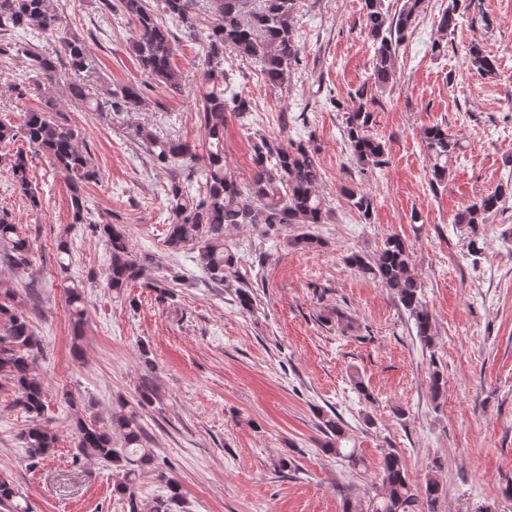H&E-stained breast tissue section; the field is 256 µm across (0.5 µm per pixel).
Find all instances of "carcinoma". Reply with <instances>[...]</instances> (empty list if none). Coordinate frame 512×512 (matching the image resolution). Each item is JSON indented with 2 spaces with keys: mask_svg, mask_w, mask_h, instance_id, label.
<instances>
[{
  "mask_svg": "<svg viewBox=\"0 0 512 512\" xmlns=\"http://www.w3.org/2000/svg\"><path fill=\"white\" fill-rule=\"evenodd\" d=\"M201 0H99L101 17L109 19L121 12L135 22L131 47L140 69L170 92L182 93V76L173 65L176 33L196 34ZM215 20L205 33V59L201 106L198 115L206 137V153L174 139L161 138L146 126L136 128L141 145L154 164L165 170L177 166L199 168L205 178L206 192L196 199L188 196L180 182L174 180L168 189L169 224L165 238L172 251L189 249L202 274L215 284L224 283L227 273L237 262L236 253L225 239L231 226L325 224L329 217L325 199L320 193L321 170L315 149L309 142L277 141L265 136L252 142V175L242 183L228 169L224 157L226 114L242 117L250 111V101L239 92L226 94L228 73L224 69V50L231 48L241 57L261 64L265 79L272 85L284 82L290 68L299 63L301 48L293 25L298 0H209ZM394 14L385 8V0H363L367 37L374 49L371 86H361L357 105L347 109L343 130L350 156L365 169L387 164L383 142L370 134L374 96L368 88H382L394 76V63L400 47L412 32L423 0H401ZM464 0H451L437 20V30L445 37L454 33L463 18ZM62 15L50 0H0V59L22 55L28 59L30 75L12 84L10 89L22 96L33 87L43 92L45 107L29 111L16 127L0 121V143L24 139L29 146L45 152L56 170L69 183L73 223L85 224L91 208L82 186L95 182L99 170L91 155L83 148L81 131L59 121L54 115L52 90L59 77L68 76L71 103L85 112H135L143 102V90L135 82L112 85L96 77L90 49L85 39L62 34ZM46 39L59 43L49 50L34 41ZM469 61L477 71L493 75L498 59L480 45L467 49ZM431 183H440L448 174V163L460 139L442 125L424 131ZM15 191L29 205L40 204L29 176L28 159L19 150L10 159ZM352 206L369 220L373 198L347 186L341 188ZM512 197V182L501 184L459 210L455 223L467 227L468 252L481 253L482 226L489 218L504 210ZM90 230L105 242L110 262L106 287L122 295L144 274L148 258L136 254L129 236L115 224H91ZM297 250L321 247V240L303 233L288 241ZM28 238L7 214H0V264L16 269L30 264ZM346 262L364 276L389 290L396 301L414 320L416 336L425 347L432 345V319L422 301V283L412 264L408 244L398 235L386 238L375 256L355 252ZM67 303L72 326V354L83 355L81 344L85 322L84 286L74 283L67 288ZM41 351V340L33 331L28 316L20 309L16 293L0 290V393L12 396L14 406L31 418L19 433L30 465L39 464L55 448L58 436L45 424L46 384L35 373V355ZM156 389L151 379L142 380L135 402L119 401V410L106 422L99 418L79 417L72 425L77 440L76 457L95 459L110 464L116 472L114 492L128 506V512H188L180 483L156 465L157 459L147 447V431L141 423L138 408L152 403ZM318 428L323 434L320 447L356 467L363 463L356 449L347 446L344 423L335 412L317 413ZM120 447H114L113 437ZM147 471H157L167 487L165 497L146 507L138 498L136 484ZM442 494L437 479L428 477L424 494L415 491L401 455L391 450L381 462V490L376 495L372 512H436ZM0 508L4 512H29L26 499L8 475L0 473Z\"/></svg>",
  "mask_w": 512,
  "mask_h": 512,
  "instance_id": "cac0c4a2",
  "label": "carcinoma"
}]
</instances>
